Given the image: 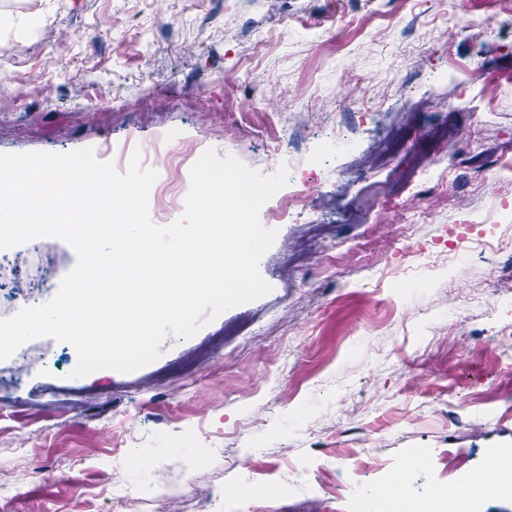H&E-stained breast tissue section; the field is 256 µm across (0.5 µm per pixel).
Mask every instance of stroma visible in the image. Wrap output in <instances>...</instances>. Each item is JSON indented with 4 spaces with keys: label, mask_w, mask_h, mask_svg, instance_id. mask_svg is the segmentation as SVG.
Returning <instances> with one entry per match:
<instances>
[{
    "label": "stroma",
    "mask_w": 512,
    "mask_h": 512,
    "mask_svg": "<svg viewBox=\"0 0 512 512\" xmlns=\"http://www.w3.org/2000/svg\"><path fill=\"white\" fill-rule=\"evenodd\" d=\"M512 0H0V152L92 148L156 170L149 216L184 210L207 149L289 182L330 237L302 257L277 225L259 262L271 290L129 373L72 377L74 347L29 341L43 365L0 401V512H114L125 463L138 512H392L382 487L417 452L404 493L429 498L512 448ZM479 65L498 77L470 85ZM25 96H15L14 86ZM382 115H375V108ZM452 112V196L409 187L410 155ZM354 140L337 150V136ZM0 267V319L50 301L77 257L43 237ZM136 454L120 460L118 449ZM356 480L329 492L327 472ZM287 494H280V487Z\"/></svg>",
    "instance_id": "1"
}]
</instances>
